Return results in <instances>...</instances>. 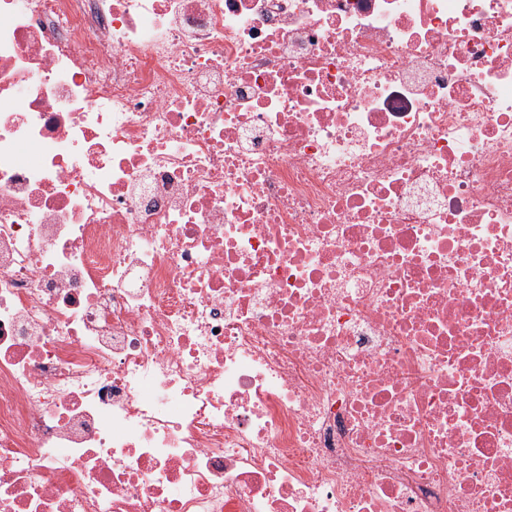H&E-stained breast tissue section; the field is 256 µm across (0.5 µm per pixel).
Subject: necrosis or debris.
Listing matches in <instances>:
<instances>
[{"mask_svg":"<svg viewBox=\"0 0 512 512\" xmlns=\"http://www.w3.org/2000/svg\"><path fill=\"white\" fill-rule=\"evenodd\" d=\"M0 512H512V0H0Z\"/></svg>","mask_w":512,"mask_h":512,"instance_id":"obj_1","label":"necrosis or debris"}]
</instances>
